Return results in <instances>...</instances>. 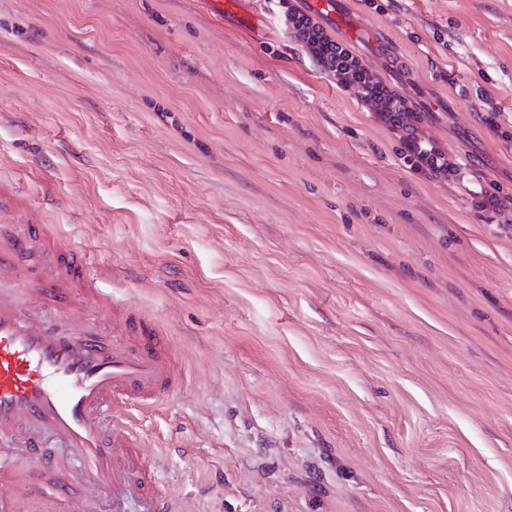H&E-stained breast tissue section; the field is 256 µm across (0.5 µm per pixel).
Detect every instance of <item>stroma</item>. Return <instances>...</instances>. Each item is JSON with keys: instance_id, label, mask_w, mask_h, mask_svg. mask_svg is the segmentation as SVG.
I'll use <instances>...</instances> for the list:
<instances>
[{"instance_id": "35a3bbf8", "label": "stroma", "mask_w": 512, "mask_h": 512, "mask_svg": "<svg viewBox=\"0 0 512 512\" xmlns=\"http://www.w3.org/2000/svg\"><path fill=\"white\" fill-rule=\"evenodd\" d=\"M273 4L0 0V175L181 354L136 417L180 512H512V232L406 169ZM341 4L511 193L512 0Z\"/></svg>"}]
</instances>
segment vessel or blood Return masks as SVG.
Returning a JSON list of instances; mask_svg holds the SVG:
<instances>
[{"label": "vessel or blood", "instance_id": "obj_1", "mask_svg": "<svg viewBox=\"0 0 512 512\" xmlns=\"http://www.w3.org/2000/svg\"><path fill=\"white\" fill-rule=\"evenodd\" d=\"M306 4L356 34L340 0ZM42 220L39 206L0 183V223L16 227L0 240V279L18 284L13 293L0 292V475L9 474L16 454L40 450L45 428L78 452L88 494L77 512H93L97 489L117 494L131 482L142 491L144 512H174L136 454L141 442L130 413L181 392L186 369L161 331L121 314L79 251L45 239ZM36 249L44 273L35 283L27 278L26 258ZM98 314L108 317V327L96 324Z\"/></svg>", "mask_w": 512, "mask_h": 512}]
</instances>
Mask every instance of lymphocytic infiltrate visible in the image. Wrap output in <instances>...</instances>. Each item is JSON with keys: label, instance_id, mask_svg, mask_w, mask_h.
I'll list each match as a JSON object with an SVG mask.
<instances>
[{"label": "lymphocytic infiltrate", "instance_id": "obj_1", "mask_svg": "<svg viewBox=\"0 0 512 512\" xmlns=\"http://www.w3.org/2000/svg\"><path fill=\"white\" fill-rule=\"evenodd\" d=\"M281 22L290 37L300 42L322 73L340 88H355L369 106L374 121L399 143V157L412 172L430 180L461 178V160L439 141L420 135L422 120L416 104L401 94L378 70L363 63L350 45L334 38L315 15L289 4Z\"/></svg>", "mask_w": 512, "mask_h": 512}]
</instances>
